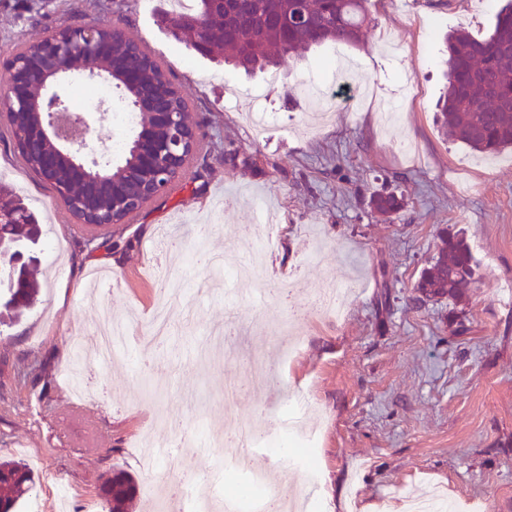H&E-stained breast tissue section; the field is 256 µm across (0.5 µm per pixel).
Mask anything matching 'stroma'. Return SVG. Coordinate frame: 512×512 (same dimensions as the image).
I'll return each mask as SVG.
<instances>
[{"label":"stroma","instance_id":"35a3bbf8","mask_svg":"<svg viewBox=\"0 0 512 512\" xmlns=\"http://www.w3.org/2000/svg\"><path fill=\"white\" fill-rule=\"evenodd\" d=\"M505 0H368L362 43L329 41L276 68L246 74L217 65L155 21L167 0H0V88L17 46L65 24L120 22L147 47L184 92L207 156L194 155L164 195L131 223L116 224L108 242L93 239L24 167L13 136L0 123V169L28 202L52 209L42 232L63 239L64 267L54 272L38 251L37 303L13 326H0V459H23L34 471L42 512H57L59 488L69 512H105L101 474L113 465L139 484L135 512H156L187 475L212 471L223 449L202 454L199 440L225 423L251 428L279 423L281 408L301 392L317 408V475L297 457L278 461L258 452L249 469L225 468L219 499L236 512H259L243 498L250 474L279 475L314 512H404L406 492L445 488L456 512H512V150L483 158L436 124L447 83L444 33L488 34ZM353 64L357 85L373 95L339 99L333 121L310 129L317 107L308 77L331 80L335 58ZM260 86L275 117L255 132L244 119L241 88ZM377 193L402 197L391 215L377 212ZM276 212L278 230L265 277L289 279L296 303L244 286L208 294L184 291L188 318L176 321L151 355L120 342L121 360L99 364L97 395L81 400L62 372L72 342L96 338L90 321L102 308L125 321L129 339L149 335L163 280L201 278L186 260L159 259L160 238L189 242L208 225V248L245 257L248 239L233 231L256 222V204ZM464 229L480 263L466 300L418 302L414 284L438 234ZM321 259L308 261L312 249ZM115 257L106 273L112 291L91 299L90 259ZM352 278L341 319L307 306L308 294ZM299 322V355L284 360L273 329ZM262 356L269 382L247 388L248 361ZM242 395L227 394L226 386ZM179 421L187 441L178 459H151L138 443L159 420Z\"/></svg>","mask_w":512,"mask_h":512}]
</instances>
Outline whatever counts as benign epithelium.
Listing matches in <instances>:
<instances>
[{
	"label": "benign epithelium",
	"instance_id": "benign-epithelium-1",
	"mask_svg": "<svg viewBox=\"0 0 512 512\" xmlns=\"http://www.w3.org/2000/svg\"><path fill=\"white\" fill-rule=\"evenodd\" d=\"M42 43L51 55L47 68L24 69L11 61L9 81L0 90V97L25 116L24 123L14 127L15 148L23 155L36 153L38 176L55 189L67 209L78 207L98 220L102 213L96 199L59 180L63 168L86 174L79 154L95 149L89 143L87 119L70 111L56 87L78 75L105 76L142 117L126 159L105 166L103 158L91 157V166L96 168L93 184L107 191L110 223L128 224L149 201L172 186L196 153L199 142L191 114L160 105L143 91L138 73L113 70L111 46L92 25L62 24L49 31Z\"/></svg>",
	"mask_w": 512,
	"mask_h": 512
}]
</instances>
